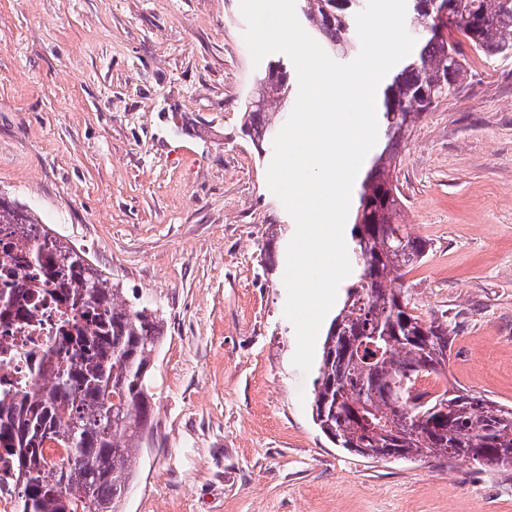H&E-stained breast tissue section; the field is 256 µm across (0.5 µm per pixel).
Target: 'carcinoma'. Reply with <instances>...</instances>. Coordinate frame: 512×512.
Segmentation results:
<instances>
[{"label":"carcinoma","mask_w":512,"mask_h":512,"mask_svg":"<svg viewBox=\"0 0 512 512\" xmlns=\"http://www.w3.org/2000/svg\"><path fill=\"white\" fill-rule=\"evenodd\" d=\"M312 34L328 52L354 46V21L366 0H299ZM405 24L422 20L415 52L381 91L383 148L362 182L351 235L353 282L325 334L311 396L312 417L336 445L382 461L473 460L505 466L512 456V406L463 390L423 400L414 380L445 370L453 328L415 314L404 289L406 269L428 243L400 223V190L393 170L410 127L464 78L470 54L492 63L512 58V0H407ZM447 31L439 36L438 29ZM263 104L248 107L251 141L272 140L269 106L291 93L290 69L268 64L256 82ZM38 224L26 207L0 192V224L18 226L31 254L30 281L52 282L79 307L83 324H64L54 380L0 401V443L7 444L22 480L21 512H118L136 478V452L154 431L151 360L161 343L163 317L126 303L124 289L82 252L51 236H28ZM55 441L67 462L45 469L40 448Z\"/></svg>","instance_id":"obj_1"}]
</instances>
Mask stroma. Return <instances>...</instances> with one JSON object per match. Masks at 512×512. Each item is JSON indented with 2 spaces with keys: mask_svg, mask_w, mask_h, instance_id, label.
<instances>
[{
  "mask_svg": "<svg viewBox=\"0 0 512 512\" xmlns=\"http://www.w3.org/2000/svg\"><path fill=\"white\" fill-rule=\"evenodd\" d=\"M245 29L240 0H0V191L164 318L120 512H512V466L366 460L314 424L269 240L296 224L243 131ZM394 175L449 385L512 405V60L468 69Z\"/></svg>",
  "mask_w": 512,
  "mask_h": 512,
  "instance_id": "stroma-1",
  "label": "stroma"
}]
</instances>
